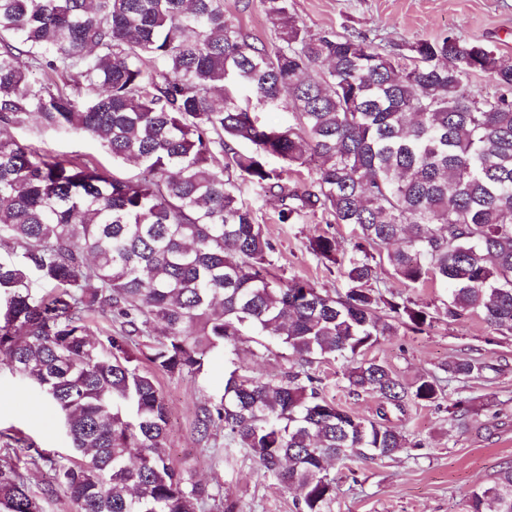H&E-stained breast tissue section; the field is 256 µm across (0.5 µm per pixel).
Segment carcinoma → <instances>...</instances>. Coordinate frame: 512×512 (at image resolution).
<instances>
[{
  "label": "carcinoma",
  "mask_w": 512,
  "mask_h": 512,
  "mask_svg": "<svg viewBox=\"0 0 512 512\" xmlns=\"http://www.w3.org/2000/svg\"><path fill=\"white\" fill-rule=\"evenodd\" d=\"M276 32L249 42L224 0H0V364L38 388L79 455H39L74 512H199L205 489L167 451L156 373L197 375L246 340L296 363L280 376L224 374L201 409L264 474L299 491L297 512H333L329 462L408 447L388 410L440 403L434 373L410 382L362 356L384 336L474 315L512 336V66L448 34L384 53L365 36H310L289 0H261ZM484 74L487 93L468 78ZM292 121L260 123L256 109ZM83 134L114 162L44 151L10 129ZM277 158L314 178L292 186ZM278 188L281 224L318 210L352 227L308 249L347 283L331 295L275 273V246L240 186ZM439 284L430 310L372 283ZM118 324L95 332L93 316ZM346 363L361 418L322 394L311 366ZM495 367L448 363L450 379ZM0 455V512H41ZM466 512H512V465L473 490Z\"/></svg>",
  "instance_id": "cac0c4a2"
}]
</instances>
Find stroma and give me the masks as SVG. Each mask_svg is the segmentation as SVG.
Returning <instances> with one entry per match:
<instances>
[{"label":"stroma","instance_id":"stroma-1","mask_svg":"<svg viewBox=\"0 0 512 512\" xmlns=\"http://www.w3.org/2000/svg\"><path fill=\"white\" fill-rule=\"evenodd\" d=\"M289 9L312 36L363 33L390 51L452 32L492 45L504 62L512 64V0H290ZM224 14L241 25L251 42L274 41V29L259 0H224ZM12 134L55 154L104 157L94 141L75 133L42 130L31 120L13 128ZM242 198L275 245L274 259L285 278L306 280L330 293L344 291V278L309 252L308 241L319 234L347 241L348 226L321 212L303 215L292 224L279 223L282 201L275 188L264 192L247 186ZM368 355L387 362L408 381L439 372L442 365L466 355L483 359L490 369L482 377L448 385L449 399L468 402L462 426L449 425L443 407L414 404L405 412H391L392 422L406 431L411 448L382 461L335 466V512H465L468 493L512 464V337L496 335L474 316L460 323H439L423 334L382 338ZM232 359L243 372L269 376L282 374L295 361L281 346L253 357L247 342L239 344ZM314 369L327 397L360 417L375 416L378 398L349 394L342 362L318 363ZM157 380L169 413L172 459L212 494L206 512H296V490L284 489L265 476L246 450L226 444L223 432L204 439L196 429L201 407L222 387L223 356L212 357L199 375L161 373ZM10 434L27 441L13 450L12 458L42 512H73L63 491H49L47 470L29 465L35 449L71 455L57 415L36 389L0 369V446Z\"/></svg>","mask_w":512,"mask_h":512}]
</instances>
